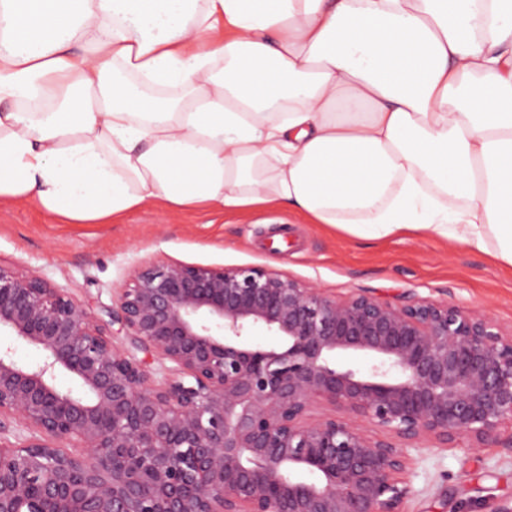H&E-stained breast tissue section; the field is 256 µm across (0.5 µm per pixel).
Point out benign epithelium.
Returning <instances> with one entry per match:
<instances>
[{"label":"benign epithelium","mask_w":512,"mask_h":512,"mask_svg":"<svg viewBox=\"0 0 512 512\" xmlns=\"http://www.w3.org/2000/svg\"><path fill=\"white\" fill-rule=\"evenodd\" d=\"M2 330L0 512H401L424 443L512 450V333L446 301L157 262L102 317L0 263ZM3 334L5 333L2 332V336L0 335L2 348L10 346L17 361L30 365L40 361L41 353L36 347L17 339L15 336H3Z\"/></svg>","instance_id":"benign-epithelium-1"}]
</instances>
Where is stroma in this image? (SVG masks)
<instances>
[{
    "mask_svg": "<svg viewBox=\"0 0 512 512\" xmlns=\"http://www.w3.org/2000/svg\"><path fill=\"white\" fill-rule=\"evenodd\" d=\"M261 266L345 297L415 295L489 314L512 331V267L430 232L361 242L285 209L169 212L153 205L111 224H69L34 203L0 202V262L33 269L98 311L146 262ZM404 512H493L512 501V451L432 448L413 454Z\"/></svg>",
    "mask_w": 512,
    "mask_h": 512,
    "instance_id": "35a3bbf8",
    "label": "stroma"
}]
</instances>
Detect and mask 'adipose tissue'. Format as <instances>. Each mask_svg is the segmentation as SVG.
I'll list each match as a JSON object with an SVG mask.
<instances>
[{
  "label": "adipose tissue",
  "mask_w": 512,
  "mask_h": 512,
  "mask_svg": "<svg viewBox=\"0 0 512 512\" xmlns=\"http://www.w3.org/2000/svg\"><path fill=\"white\" fill-rule=\"evenodd\" d=\"M288 207L512 266V0H0V202Z\"/></svg>",
  "instance_id": "obj_1"
}]
</instances>
